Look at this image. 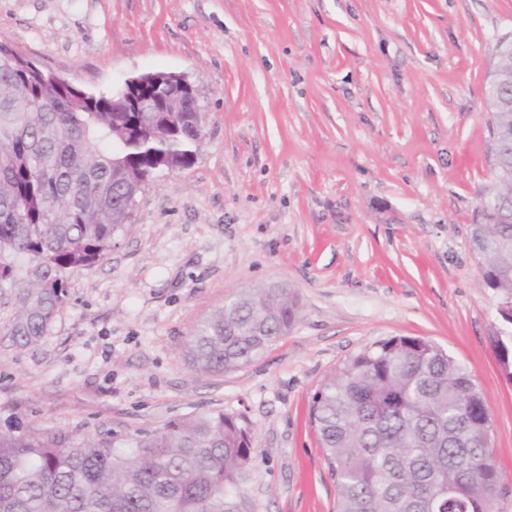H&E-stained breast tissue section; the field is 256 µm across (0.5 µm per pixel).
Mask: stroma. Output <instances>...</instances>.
I'll use <instances>...</instances> for the list:
<instances>
[{
    "mask_svg": "<svg viewBox=\"0 0 512 512\" xmlns=\"http://www.w3.org/2000/svg\"><path fill=\"white\" fill-rule=\"evenodd\" d=\"M512 0H0V43L90 92L186 74L205 112L188 168L160 171L106 258L67 277L21 347L0 290V417L133 437L221 410L257 448V512H332L309 423L347 357L428 339L471 372L512 486V380L470 226L490 182L486 86ZM300 299L248 365L196 373L184 341L246 288Z\"/></svg>",
    "mask_w": 512,
    "mask_h": 512,
    "instance_id": "1",
    "label": "stroma"
}]
</instances>
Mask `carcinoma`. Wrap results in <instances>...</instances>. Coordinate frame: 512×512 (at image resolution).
<instances>
[{
	"label": "carcinoma",
	"mask_w": 512,
	"mask_h": 512,
	"mask_svg": "<svg viewBox=\"0 0 512 512\" xmlns=\"http://www.w3.org/2000/svg\"><path fill=\"white\" fill-rule=\"evenodd\" d=\"M196 91L55 87L0 44V288L8 326L27 346L66 297V274L105 258L133 223L156 172L189 167L204 142ZM493 185L470 238L482 281L512 304V111L491 109ZM23 260L26 275H18ZM295 292L234 295L190 331L196 372L249 364L295 325ZM310 421L336 486L334 512H504V482L482 437L492 428L469 370L419 337L376 342L338 364L312 397ZM252 430L222 411L123 438L0 422V512H256Z\"/></svg>",
	"instance_id": "carcinoma-1"
}]
</instances>
